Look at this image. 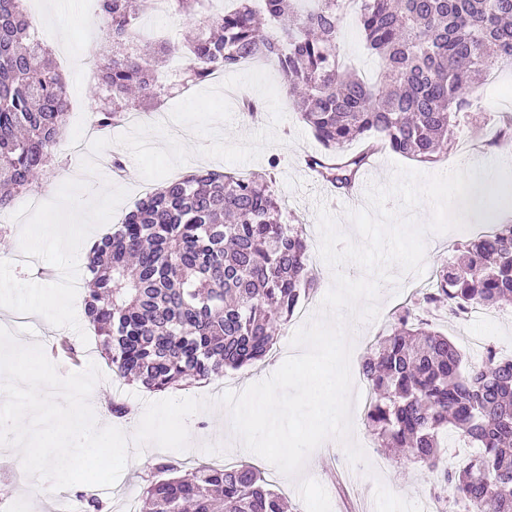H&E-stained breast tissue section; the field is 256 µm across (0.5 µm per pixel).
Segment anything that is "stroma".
Segmentation results:
<instances>
[{"label":"stroma","mask_w":512,"mask_h":512,"mask_svg":"<svg viewBox=\"0 0 512 512\" xmlns=\"http://www.w3.org/2000/svg\"><path fill=\"white\" fill-rule=\"evenodd\" d=\"M60 12L68 21V41L72 51L58 61L72 99L68 134H75L80 114L96 108V99L82 82L76 56L97 55L100 42H87L84 37L83 15L79 0H57ZM225 85L253 101L258 110L248 114L239 108L237 98H224L210 84L194 87L191 94L168 99L164 107L170 112L167 125L144 122L135 129L119 124L103 134L112 154L121 157L123 178H115L111 170L95 167L92 154H75L67 143H60L58 156L63 175L57 181L42 184L44 208L30 214L21 224L0 223V326L14 324L18 340L40 343L50 348L58 337H68L73 345L77 363L56 360L60 376L86 370L96 365L101 373L89 404L100 427H115L123 431L133 428L151 429L154 414L168 407L173 418L157 436V445L148 450L144 459L126 464L116 484L109 489L79 484L72 496L84 499L95 497L102 512H130L141 506L143 489L153 480L156 464L170 461L183 469L200 463L224 465L230 462L255 465L266 481L288 499L291 512H364L369 498H377L380 512H417L419 505L430 497V484L419 464L400 457L392 461L385 457L377 441L367 432L362 417L363 401H355L352 413L351 439L365 452V462L350 463L344 446L336 438H327L307 457L300 475L290 477L265 459L258 458L225 441L228 428L225 407L218 400L223 393H239L249 385L272 375L284 360L294 355L290 340L305 319L318 315L320 305L312 303L304 317H291L275 345L259 364L239 370H226L224 376L198 384L195 382L164 392H150L136 383L117 384L101 354L86 356L85 349L96 338L84 314L85 288L71 290L59 287L54 279L26 273L13 265V256L23 237H38V264L52 270L69 263L77 276H85L83 259L71 258L67 242L56 241L51 226H65L70 214L62 200L71 197L81 200L99 195L97 219L86 226L92 239H99L113 225L121 223L133 208L144 189H156L177 171L197 168L217 169L246 177L252 174L272 179L274 188L288 208L291 223L303 225L308 239L310 265L318 277L316 294L325 296L333 284L334 272L319 255L320 234L317 209L326 206L336 217L340 229L353 235L349 212L366 208V200L339 192L316 180L307 166L309 156L320 146L302 123L288 98V91L275 68L263 71L250 68L226 73ZM512 113V67L500 65L492 71L490 82L475 109L476 117L464 127L458 143L440 155L436 162L420 163L390 151L380 153L370 165L374 184L388 185L396 166L418 170L425 174L448 171L459 165H482L487 182L496 189L489 201L493 221H485L482 212H474L469 230H453L435 234L433 244L424 257V278H432L438 263L447 257L451 247L460 245L470 236L486 232L491 224H512V164L503 165V151L495 141V124H484L483 115L498 116ZM415 293L405 277L381 285L380 312L376 319L361 321L352 334V370H359L367 347L390 328V314L398 313ZM48 299L49 306L34 312L30 306L33 295ZM421 317L445 334L452 336L462 349H469V337H484L486 345L496 349L499 356L512 357V304L495 311L489 321H476L471 314L453 316L444 309L421 306ZM125 402L130 413L116 418L107 409L109 397ZM13 447H0V501L23 504V512H53L57 493L49 483L37 481L27 486L12 481L15 470Z\"/></svg>","instance_id":"1"}]
</instances>
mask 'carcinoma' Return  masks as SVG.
Segmentation results:
<instances>
[{"label": "carcinoma", "instance_id": "carcinoma-1", "mask_svg": "<svg viewBox=\"0 0 512 512\" xmlns=\"http://www.w3.org/2000/svg\"><path fill=\"white\" fill-rule=\"evenodd\" d=\"M112 50H102L106 91L94 113L101 130L124 113L148 112L183 85L241 61H268L322 151L316 178L337 189L358 180L383 150L428 163L448 152L472 111L484 75L512 63V0H237L183 42H155L156 62L137 51L147 0H98ZM355 7L376 80L346 67L340 22ZM183 55L171 84L158 61ZM35 36L25 0H0V209L48 178L68 123V89ZM354 141L357 152L347 151ZM273 184L216 170L171 179L128 211L87 255L93 288L84 299L100 352L120 379L151 392L207 381L261 361L314 289L302 225L281 219ZM512 298V225L464 243L435 271L422 301L456 315ZM362 372L375 398L373 434L407 448L451 490L461 512H512V359L489 347L471 361L406 307L372 345ZM478 454L449 467L445 435ZM145 494L152 512H285L284 497L250 464H205L187 475L170 463Z\"/></svg>", "mask_w": 512, "mask_h": 512}]
</instances>
